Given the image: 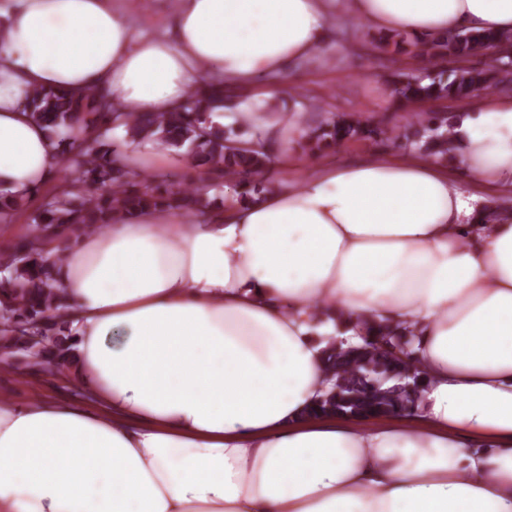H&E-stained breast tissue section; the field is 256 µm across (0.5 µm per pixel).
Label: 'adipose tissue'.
<instances>
[{"mask_svg": "<svg viewBox=\"0 0 512 512\" xmlns=\"http://www.w3.org/2000/svg\"><path fill=\"white\" fill-rule=\"evenodd\" d=\"M0 0V192L58 168L36 88L170 112L202 79L247 88L324 49L333 0ZM361 25L427 39L512 30V0H351ZM287 149L292 113L246 112ZM453 166L329 158L258 200L114 211L56 277L91 404L0 402V512H512V100L454 119ZM467 174L476 193L463 190ZM413 332L416 424L307 416L322 337L357 318Z\"/></svg>", "mask_w": 512, "mask_h": 512, "instance_id": "1", "label": "adipose tissue"}]
</instances>
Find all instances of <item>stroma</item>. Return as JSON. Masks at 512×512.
<instances>
[{
  "mask_svg": "<svg viewBox=\"0 0 512 512\" xmlns=\"http://www.w3.org/2000/svg\"><path fill=\"white\" fill-rule=\"evenodd\" d=\"M383 31L361 30L347 13H340L329 45L300 63L294 74L280 75V82L297 77L303 92L292 99L289 111L301 113L308 126L342 115L362 119H388L396 134L407 129L408 112L420 111V104L404 106L392 94L401 74L436 78L451 69L447 57L439 56L428 64L415 66L411 50L383 47ZM52 183L43 184L38 194L27 197L15 219L0 223V250L31 237V216L42 206ZM22 404L37 399L63 398L83 403V394L73 387L68 373L56 374L54 380L37 379L33 368L23 361L0 368V397Z\"/></svg>",
  "mask_w": 512,
  "mask_h": 512,
  "instance_id": "1",
  "label": "stroma"
}]
</instances>
